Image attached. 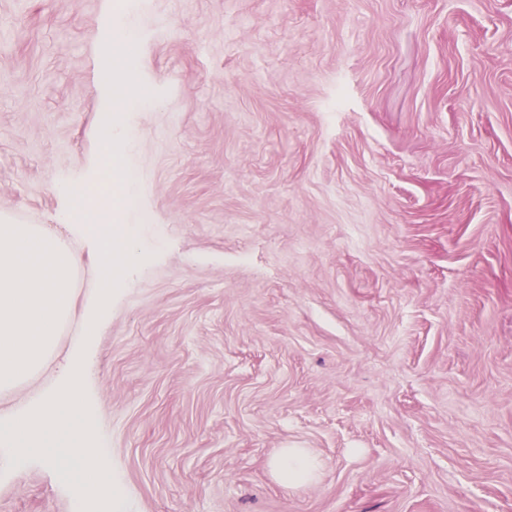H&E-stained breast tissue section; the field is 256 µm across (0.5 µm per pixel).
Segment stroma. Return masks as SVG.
Instances as JSON below:
<instances>
[{"label":"stroma","mask_w":512,"mask_h":512,"mask_svg":"<svg viewBox=\"0 0 512 512\" xmlns=\"http://www.w3.org/2000/svg\"><path fill=\"white\" fill-rule=\"evenodd\" d=\"M126 84L150 257L89 386L134 512H512V0H0V215L60 222ZM65 245L71 318L0 413L84 332ZM86 491L0 469V512ZM270 468L283 486L292 488L313 482L320 464L307 448H284L271 461Z\"/></svg>","instance_id":"35a3bbf8"}]
</instances>
